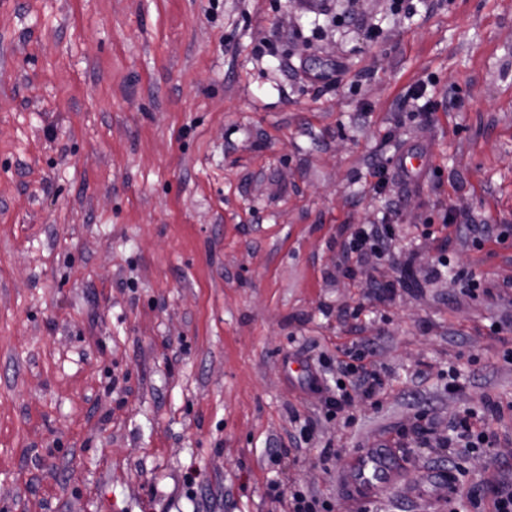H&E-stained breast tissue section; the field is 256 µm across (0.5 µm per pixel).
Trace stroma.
Instances as JSON below:
<instances>
[{
	"mask_svg": "<svg viewBox=\"0 0 512 512\" xmlns=\"http://www.w3.org/2000/svg\"><path fill=\"white\" fill-rule=\"evenodd\" d=\"M318 5L0 0V512H288L272 481L448 512L452 473L490 512L512 483V0H359L373 38ZM374 224L415 272L386 302L399 268L343 258ZM355 347L383 388L326 419L306 374L335 394ZM486 396L491 454L420 444ZM378 444L403 480L350 501Z\"/></svg>",
	"mask_w": 512,
	"mask_h": 512,
	"instance_id": "stroma-1",
	"label": "stroma"
}]
</instances>
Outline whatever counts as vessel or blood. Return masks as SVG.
Returning <instances> with one entry per match:
<instances>
[{
  "label": "vessel or blood",
  "instance_id": "obj_1",
  "mask_svg": "<svg viewBox=\"0 0 512 512\" xmlns=\"http://www.w3.org/2000/svg\"><path fill=\"white\" fill-rule=\"evenodd\" d=\"M400 480L401 472L391 449L381 445L363 450L348 463L344 472L346 486L360 499L377 496Z\"/></svg>",
  "mask_w": 512,
  "mask_h": 512
}]
</instances>
